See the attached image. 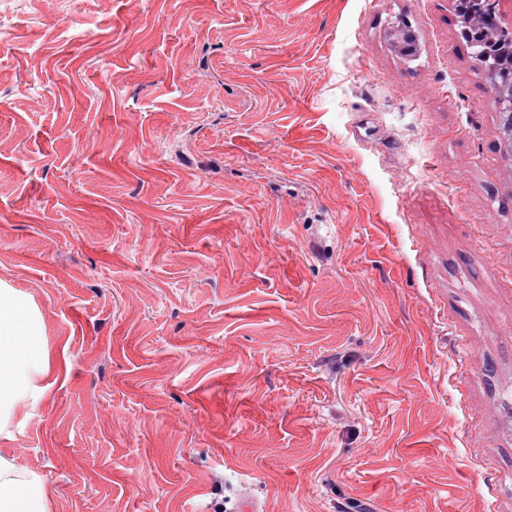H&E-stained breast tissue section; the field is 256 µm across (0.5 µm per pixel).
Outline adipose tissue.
Wrapping results in <instances>:
<instances>
[{"mask_svg": "<svg viewBox=\"0 0 512 512\" xmlns=\"http://www.w3.org/2000/svg\"><path fill=\"white\" fill-rule=\"evenodd\" d=\"M55 369L42 310L34 297L0 280V441L13 440L18 409L44 397L41 381ZM0 512H52L35 471L0 454Z\"/></svg>", "mask_w": 512, "mask_h": 512, "instance_id": "obj_1", "label": "adipose tissue"}]
</instances>
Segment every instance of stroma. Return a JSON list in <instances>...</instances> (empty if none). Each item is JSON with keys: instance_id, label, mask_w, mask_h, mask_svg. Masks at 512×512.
Returning a JSON list of instances; mask_svg holds the SVG:
<instances>
[{"instance_id": "1", "label": "stroma", "mask_w": 512, "mask_h": 512, "mask_svg": "<svg viewBox=\"0 0 512 512\" xmlns=\"http://www.w3.org/2000/svg\"><path fill=\"white\" fill-rule=\"evenodd\" d=\"M457 5L0 0V279L57 362L0 451L54 512H512V150Z\"/></svg>"}]
</instances>
